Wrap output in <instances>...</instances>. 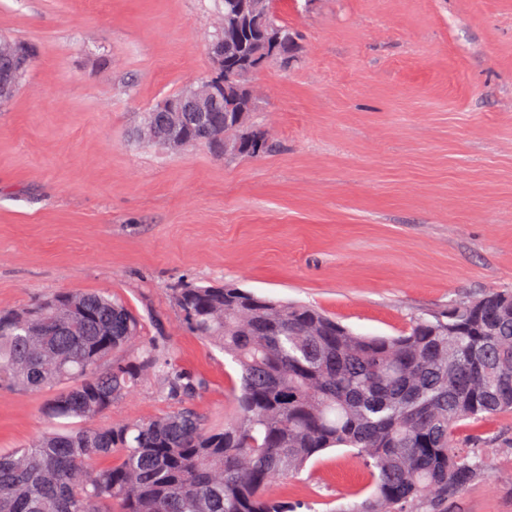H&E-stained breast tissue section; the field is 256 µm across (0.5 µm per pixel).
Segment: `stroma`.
Returning a JSON list of instances; mask_svg holds the SVG:
<instances>
[{
  "label": "stroma",
  "mask_w": 512,
  "mask_h": 512,
  "mask_svg": "<svg viewBox=\"0 0 512 512\" xmlns=\"http://www.w3.org/2000/svg\"><path fill=\"white\" fill-rule=\"evenodd\" d=\"M300 49L250 81L276 152L224 159L135 141L165 97L211 72L222 0H0V37L37 55L0 105V308L102 291L202 381L209 423L237 366L184 324L182 283L311 304L368 336L512 290V0H272ZM0 387V451L48 423ZM146 381L102 422L176 409ZM486 462L448 512H512V412L461 422ZM375 476L330 448L275 496L355 512Z\"/></svg>",
  "instance_id": "35a3bbf8"
}]
</instances>
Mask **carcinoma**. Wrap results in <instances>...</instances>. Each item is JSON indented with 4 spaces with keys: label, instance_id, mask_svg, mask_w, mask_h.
<instances>
[{
    "label": "carcinoma",
    "instance_id": "1",
    "mask_svg": "<svg viewBox=\"0 0 512 512\" xmlns=\"http://www.w3.org/2000/svg\"><path fill=\"white\" fill-rule=\"evenodd\" d=\"M246 0H224L246 22L224 39V100L208 119L182 113L188 145L213 146L224 116L245 106L254 63L288 61L295 35ZM254 158L274 149L259 126L238 130ZM188 328L239 368L236 415L212 427L187 399L202 389L165 344L114 355L140 320L107 292L63 291L0 310V383L48 390L52 428L0 452V512H297L271 493L317 454L351 448L377 470L365 512H448L484 461L452 429L512 410V292L489 291L415 318L398 336H364L306 305L229 285L171 289ZM179 407L142 421L95 419L146 380Z\"/></svg>",
    "mask_w": 512,
    "mask_h": 512
}]
</instances>
